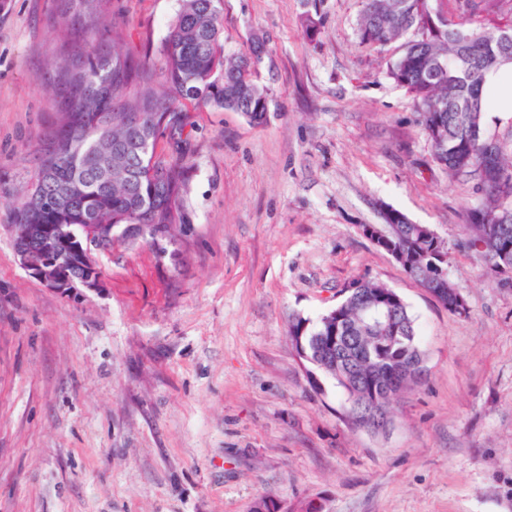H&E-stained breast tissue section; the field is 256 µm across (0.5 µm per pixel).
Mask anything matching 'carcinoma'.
I'll list each match as a JSON object with an SVG mask.
<instances>
[{
  "label": "carcinoma",
  "instance_id": "carcinoma-1",
  "mask_svg": "<svg viewBox=\"0 0 512 512\" xmlns=\"http://www.w3.org/2000/svg\"><path fill=\"white\" fill-rule=\"evenodd\" d=\"M221 0H180V7L161 47L162 79H156L151 58L120 47L123 30L107 22L109 0H61L60 11L71 15L53 65L54 118L40 137L39 161L25 194L12 202L14 224H148L144 240L171 235L183 223L191 147L189 108L217 107L240 113L249 123L266 122V90L244 80L242 69L254 70L263 48L255 45L236 57L224 56V15ZM444 0H363L358 18L361 42L385 46L412 31L387 75L409 93L422 116V127L434 160L448 176L478 180L483 199L463 227L465 244L479 249L488 276L512 283V188L501 187L494 171L512 175V152L495 141L492 153L471 130L485 134L484 114L494 92L488 77L512 65L501 53L496 24H512V0H455L448 26H438L435 12ZM112 28V49L104 50L89 34ZM128 112L168 115L184 132L164 145L168 160L163 178L153 179L140 156L156 148L154 129L139 131L123 124ZM128 140L126 163L112 159V138ZM399 230L394 245L412 254L404 271L420 284L433 273L436 255L448 253L427 239L424 225L411 224L392 211ZM395 291L369 280L345 288L336 307L310 323L298 319L291 340L308 349L312 367L335 381L343 407L360 394L387 400L392 381L410 364L425 361L418 342L394 343L392 327L373 325L367 307ZM394 325L417 336L407 303L392 307Z\"/></svg>",
  "mask_w": 512,
  "mask_h": 512
}]
</instances>
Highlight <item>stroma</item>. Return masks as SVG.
<instances>
[{
  "instance_id": "35a3bbf8",
  "label": "stroma",
  "mask_w": 512,
  "mask_h": 512,
  "mask_svg": "<svg viewBox=\"0 0 512 512\" xmlns=\"http://www.w3.org/2000/svg\"><path fill=\"white\" fill-rule=\"evenodd\" d=\"M177 0H111L155 69ZM224 53L254 43L264 125L190 110L173 241L95 253L103 285L69 298L20 264L9 199L52 119L56 0L0 8V512H512V284L462 245L474 179L438 165L387 75L403 44H362V0H223ZM319 27L305 33L306 18ZM447 240L467 311L434 299L362 233L387 209ZM397 292L429 376L392 427L347 425L332 379L289 337L353 280Z\"/></svg>"
}]
</instances>
